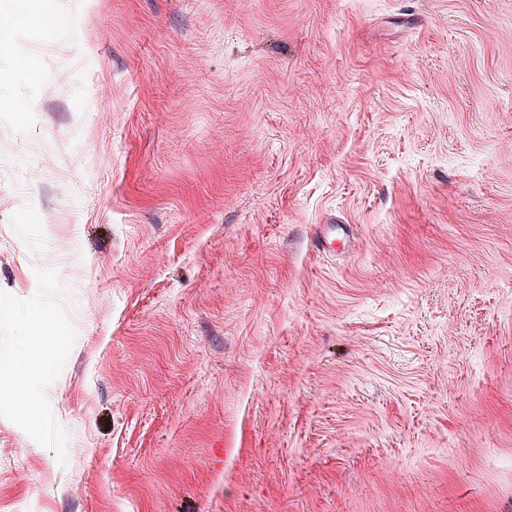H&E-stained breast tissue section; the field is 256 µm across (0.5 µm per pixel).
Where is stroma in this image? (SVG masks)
I'll use <instances>...</instances> for the list:
<instances>
[{
  "mask_svg": "<svg viewBox=\"0 0 512 512\" xmlns=\"http://www.w3.org/2000/svg\"><path fill=\"white\" fill-rule=\"evenodd\" d=\"M0 14V512H512V0ZM24 371L25 364L21 361L13 362L6 368L0 369L1 377H7L11 381V384H4L5 391L9 393L8 398L25 407L32 415H35L38 412L37 404L27 390H22L18 384L17 386L15 384V381L17 382Z\"/></svg>",
  "mask_w": 512,
  "mask_h": 512,
  "instance_id": "obj_1",
  "label": "stroma"
}]
</instances>
